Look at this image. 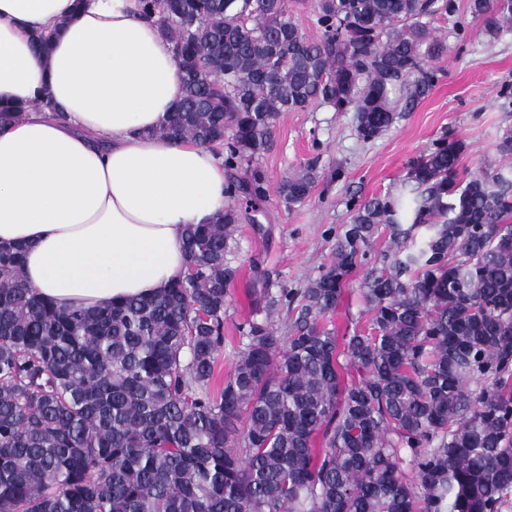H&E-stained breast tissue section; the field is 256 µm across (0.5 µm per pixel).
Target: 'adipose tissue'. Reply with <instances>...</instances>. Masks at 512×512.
<instances>
[{
  "instance_id": "obj_1",
  "label": "adipose tissue",
  "mask_w": 512,
  "mask_h": 512,
  "mask_svg": "<svg viewBox=\"0 0 512 512\" xmlns=\"http://www.w3.org/2000/svg\"><path fill=\"white\" fill-rule=\"evenodd\" d=\"M73 4L0 0V105L26 112L0 128V245L24 247L39 295L94 308L182 277L183 225L215 223L230 199L211 150L152 133L182 91L157 24L137 0Z\"/></svg>"
}]
</instances>
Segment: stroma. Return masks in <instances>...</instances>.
Listing matches in <instances>:
<instances>
[{
	"label": "stroma",
	"instance_id": "stroma-1",
	"mask_svg": "<svg viewBox=\"0 0 512 512\" xmlns=\"http://www.w3.org/2000/svg\"><path fill=\"white\" fill-rule=\"evenodd\" d=\"M454 15L434 19L436 35L447 50L438 60L441 78L431 94L411 112L399 114L379 137L365 141L356 133L355 112L328 105L284 112L273 121V138L256 167L267 202L257 221L241 219L227 260L238 273L224 316V350L217 360L213 389H220L233 367L240 328L252 317L251 289L258 278L272 288L302 292L334 252L336 233L350 221V198L366 199L397 191L409 162L446 136L462 141L460 172L506 162L498 150L512 112L504 111L498 93L512 84V31L488 41L473 22L467 0H454ZM463 32H456L455 23ZM316 168L308 197L285 204L281 182ZM363 270H356L343 299L328 319L338 335L367 325L360 293Z\"/></svg>",
	"mask_w": 512,
	"mask_h": 512
}]
</instances>
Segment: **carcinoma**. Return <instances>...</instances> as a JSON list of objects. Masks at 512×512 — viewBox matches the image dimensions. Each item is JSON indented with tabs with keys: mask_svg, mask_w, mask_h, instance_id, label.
Returning a JSON list of instances; mask_svg holds the SVG:
<instances>
[{
	"mask_svg": "<svg viewBox=\"0 0 512 512\" xmlns=\"http://www.w3.org/2000/svg\"><path fill=\"white\" fill-rule=\"evenodd\" d=\"M172 44L182 96L152 133L252 166L282 112H356L373 140L436 86L446 51L430 20L452 0H315L305 37L287 0H140ZM489 40L512 0H468ZM463 145L440 138L397 193L351 199L332 260L300 300L259 279L224 387L237 201L263 209L261 178L232 179L215 224H186L185 276L142 297L62 309L0 246V512H503L512 502V165L465 180ZM314 168L279 186L303 201ZM360 284L369 324L339 336ZM323 446L313 447L316 436ZM366 266L358 268L352 275V281L346 287L343 299L335 312L327 316L329 327H335L339 336L352 333L355 328L367 326L368 316L360 293V283Z\"/></svg>",
	"mask_w": 512,
	"mask_h": 512,
	"instance_id": "1",
	"label": "carcinoma"
}]
</instances>
